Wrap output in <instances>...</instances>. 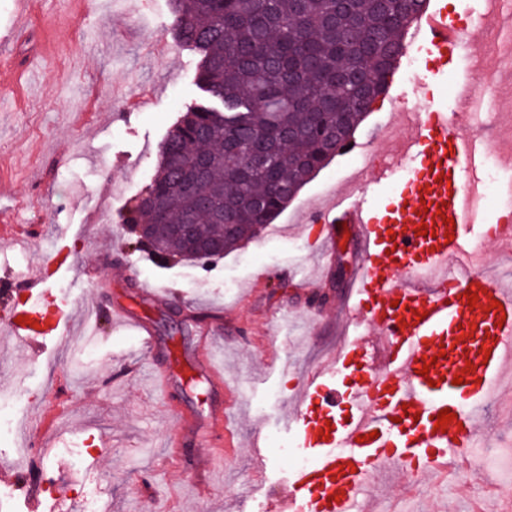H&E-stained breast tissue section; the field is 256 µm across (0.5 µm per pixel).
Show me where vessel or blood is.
Here are the masks:
<instances>
[{"instance_id": "obj_1", "label": "vessel or blood", "mask_w": 512, "mask_h": 512, "mask_svg": "<svg viewBox=\"0 0 512 512\" xmlns=\"http://www.w3.org/2000/svg\"><path fill=\"white\" fill-rule=\"evenodd\" d=\"M418 35L416 51L437 56L435 77H447L461 45L447 7L423 14ZM430 89L426 78L416 86L418 105L429 116L413 127L401 155L368 168L310 215L312 222L351 229L360 269L347 325L364 342L356 351L337 350L298 389L288 431L311 461L288 473L287 512H361L360 497L374 473L421 458L426 472L458 473L478 432V411L512 365V290L471 266L485 239L473 231L469 192L486 146L463 134L464 113L434 109ZM403 165L410 168L405 188L393 195L389 219L378 221L366 193ZM470 291L478 296L473 306ZM17 294L28 301L1 327L11 340L36 346L70 324V303L49 298L45 265L0 274V296ZM113 314L154 350L155 338L140 318L124 307ZM428 357L434 365H425ZM353 361L361 372L349 393L355 413L340 424L327 378ZM458 373L465 376L459 384ZM444 409L455 419L439 430Z\"/></svg>"}]
</instances>
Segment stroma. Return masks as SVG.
<instances>
[{"mask_svg":"<svg viewBox=\"0 0 512 512\" xmlns=\"http://www.w3.org/2000/svg\"><path fill=\"white\" fill-rule=\"evenodd\" d=\"M103 0L74 9L68 0H41L29 35L1 48L28 72L0 90V181L11 195L0 206L15 212L0 223V268L24 270L41 259L55 266L50 284L73 302L64 336L42 349L16 346L0 334V386L17 420L11 446L0 447V485L11 469L30 471V493H16L12 512H79L82 489H100L108 512H255L278 507L288 495V465L271 458L253 471L255 432L283 426L290 399L313 368L347 342L343 299L357 270L356 243L348 233L326 243L328 227L307 221L312 205L346 189L345 168L354 154L337 155L301 189L266 234L208 266L163 263L134 250L123 216L145 190L161 144L195 96L199 55L176 37L171 0ZM499 68L481 44L461 47L435 103L455 111L454 89ZM415 84L397 66L384 102L354 134L372 142L389 113L415 105ZM30 236L29 245L18 242ZM66 246L57 259L55 242ZM118 276H110V269ZM111 279L97 297L95 284ZM128 306L154 330L158 346L146 353L128 326L112 322ZM224 356L234 390L210 384L203 337ZM178 372L167 393L152 389L150 370ZM237 422L229 438L201 435L218 407ZM189 418L178 428L172 411ZM481 423L495 438L498 469L473 470L472 495L495 489L492 512L512 505V401L491 396ZM185 442L174 454L173 435ZM112 446L100 448V436ZM51 444L49 455L35 442ZM84 464L74 467L73 456ZM51 482L42 493L40 479ZM402 474L376 489L386 512H469L470 498L456 487L424 483L412 495Z\"/></svg>","mask_w":512,"mask_h":512,"instance_id":"obj_1","label":"stroma"}]
</instances>
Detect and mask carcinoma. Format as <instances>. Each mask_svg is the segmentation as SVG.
Masks as SVG:
<instances>
[{
  "mask_svg": "<svg viewBox=\"0 0 512 512\" xmlns=\"http://www.w3.org/2000/svg\"><path fill=\"white\" fill-rule=\"evenodd\" d=\"M179 40L201 55L195 86L162 143L127 224H154L156 253L191 252L169 224H199L229 253L259 238L330 161L323 135H353L365 112L356 99L383 94L403 43L427 0H406L386 23L378 0H172ZM234 228L227 232L224 225Z\"/></svg>",
  "mask_w": 512,
  "mask_h": 512,
  "instance_id": "obj_1",
  "label": "carcinoma"
}]
</instances>
